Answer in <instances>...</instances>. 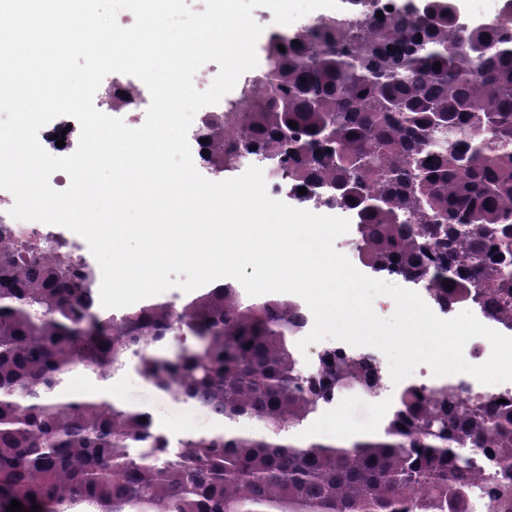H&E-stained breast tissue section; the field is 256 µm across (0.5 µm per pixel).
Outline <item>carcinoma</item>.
Segmentation results:
<instances>
[{
    "label": "carcinoma",
    "instance_id": "1",
    "mask_svg": "<svg viewBox=\"0 0 512 512\" xmlns=\"http://www.w3.org/2000/svg\"><path fill=\"white\" fill-rule=\"evenodd\" d=\"M347 3L267 37L261 70L203 116L202 160L230 172L256 154L329 191L373 272L512 330V0L492 26L460 22L453 0ZM89 284L55 249L0 261V512H469L476 451L512 472V409L451 382L405 386L372 437L301 438L379 375L335 348L307 368L293 297L249 300L230 280L103 317ZM130 364L224 429L173 442L146 411L59 392L77 370L106 381Z\"/></svg>",
    "mask_w": 512,
    "mask_h": 512
}]
</instances>
